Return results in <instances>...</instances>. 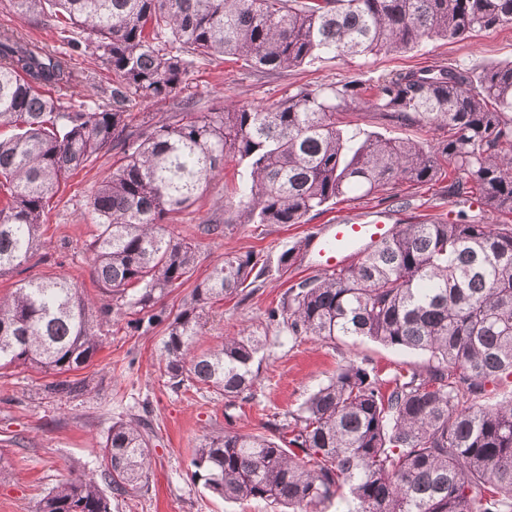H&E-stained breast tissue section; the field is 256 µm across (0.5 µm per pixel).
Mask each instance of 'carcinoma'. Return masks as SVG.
I'll return each instance as SVG.
<instances>
[{"instance_id":"cac0c4a2","label":"carcinoma","mask_w":512,"mask_h":512,"mask_svg":"<svg viewBox=\"0 0 512 512\" xmlns=\"http://www.w3.org/2000/svg\"><path fill=\"white\" fill-rule=\"evenodd\" d=\"M38 21L58 9L72 51L89 49L112 70L108 103L61 101L46 87L77 81L67 54L0 29V276L41 247L47 200L60 181L115 145L121 165L90 197L97 234L92 276L108 300L92 311L65 277L30 279L0 297V369L24 366L59 380L87 365L98 330L126 307L142 324H166L161 370L172 386L203 385L226 398L251 389L265 341L226 336L195 349L203 312L268 275L250 254L226 256L170 316L159 299L188 280L196 247L165 224L198 200L206 180L245 170L236 219L208 224H303L312 211L448 176V196L512 214V61L450 63L354 81L299 87L268 105L176 112L127 130L133 102L163 101L186 85L196 57L236 56L279 73L315 60L402 52L423 39L458 42L512 26V0H9ZM78 29L82 40L69 36ZM389 125L445 129L433 145L343 128L361 102ZM452 166L445 171L443 163ZM268 321L291 335L368 338L420 350L426 366L381 379L341 366L291 416L282 448L264 434L227 431L196 450L194 476L226 500L262 499L318 512H512V398L481 404L486 385L512 377V224H401L350 264L291 286ZM139 420L112 423L102 448L107 488L77 477L50 490L41 512H111L110 495L139 491L150 469Z\"/></svg>"}]
</instances>
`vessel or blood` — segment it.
Listing matches in <instances>:
<instances>
[{
	"instance_id": "obj_1",
	"label": "vessel or blood",
	"mask_w": 512,
	"mask_h": 512,
	"mask_svg": "<svg viewBox=\"0 0 512 512\" xmlns=\"http://www.w3.org/2000/svg\"><path fill=\"white\" fill-rule=\"evenodd\" d=\"M394 231L393 225L380 220L360 223L341 219L329 233L317 235L316 240L325 266L332 268L357 256L366 246L391 236Z\"/></svg>"
}]
</instances>
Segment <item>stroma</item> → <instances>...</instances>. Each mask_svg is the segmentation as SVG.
<instances>
[{"instance_id": "1", "label": "stroma", "mask_w": 512, "mask_h": 512, "mask_svg": "<svg viewBox=\"0 0 512 512\" xmlns=\"http://www.w3.org/2000/svg\"><path fill=\"white\" fill-rule=\"evenodd\" d=\"M60 52L69 47L59 35L56 18L39 23L19 18L0 0V27ZM72 55L81 79L80 92L88 100L102 101L112 85V74L91 52ZM512 60V28L475 33L460 42L425 40L413 49L381 52L365 59L315 61L281 74H261L231 57L195 58L187 86L175 97L136 104L128 124L137 127L173 112L193 107L197 112H217L234 104L265 105L297 87L326 85L356 79L372 85L379 76L403 69H427L448 62L465 67ZM352 127L389 137L434 143L442 132L428 127L381 125L366 106L349 110ZM120 152L112 148L69 176L47 203L41 228L42 245L25 273L0 276V294L8 293L22 276H67L84 294L99 301L100 290L91 275L89 250L95 219L89 199L96 184L117 167ZM239 168L228 164L223 175L203 186L198 201L169 219L177 237L196 246L197 263L191 277L160 301L168 312H178L194 286L225 255L252 254L274 266L272 280L254 293H241L217 302L208 311L199 348L220 345L224 337L240 330L267 338L260 353L261 365L252 388L237 398H224L213 390L185 385L172 388L161 376L158 362L166 334L164 326L133 330L137 310L113 316L102 333L92 362L70 373L80 385L77 393L61 397L48 391L53 377L23 367L0 370V512H39L43 497L64 480L79 474L101 477V448L114 421L145 417L151 444V472L139 492L112 500V512H286L268 500L227 501L192 476L195 451L206 438L226 431L274 434L289 423L292 412L336 370L355 361L375 369L381 378L396 371L425 366L426 354L383 346L370 340L358 342L318 340L292 336L286 327L269 324V309L279 305L295 283L323 273L310 255L298 256L288 267H278L280 254L296 242L311 238L322 226L346 218L380 219L409 224L427 219H455L466 211L471 219L492 222V214L479 204L458 203L444 192V182L428 185L397 184V195L410 207H397L372 197L341 201L332 209L308 215L303 224L256 226L239 224L225 235L205 236L198 227L217 219L234 217L238 199L234 186Z\"/></svg>"}]
</instances>
